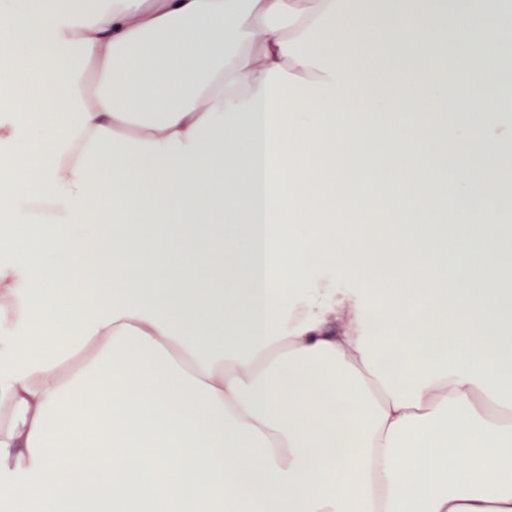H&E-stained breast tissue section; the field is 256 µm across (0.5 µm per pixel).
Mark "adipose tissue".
I'll list each match as a JSON object with an SVG mask.
<instances>
[{
	"mask_svg": "<svg viewBox=\"0 0 512 512\" xmlns=\"http://www.w3.org/2000/svg\"><path fill=\"white\" fill-rule=\"evenodd\" d=\"M0 50V512H512V260L465 175L512 151L496 12L0 0Z\"/></svg>",
	"mask_w": 512,
	"mask_h": 512,
	"instance_id": "adipose-tissue-1",
	"label": "adipose tissue"
}]
</instances>
